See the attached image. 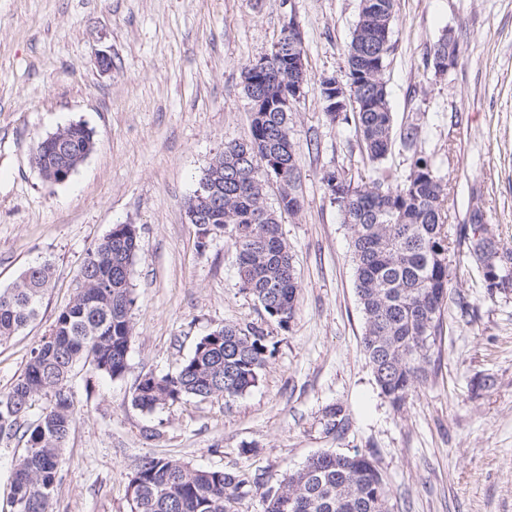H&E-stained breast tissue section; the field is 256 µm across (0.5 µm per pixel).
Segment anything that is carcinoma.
Returning a JSON list of instances; mask_svg holds the SVG:
<instances>
[{"instance_id":"obj_1","label":"carcinoma","mask_w":512,"mask_h":512,"mask_svg":"<svg viewBox=\"0 0 512 512\" xmlns=\"http://www.w3.org/2000/svg\"><path fill=\"white\" fill-rule=\"evenodd\" d=\"M395 0H360L358 21L346 52L350 96L336 88V103L357 104V111H330L331 122L353 121L361 151L372 164L388 155L393 115L383 74L391 49ZM283 26L279 50L268 68L246 67L244 92L251 104L250 132L243 141L224 144L202 179L224 197V210L212 222V235L224 234L235 245L242 288L284 330L294 318L298 281L292 255L281 232V218L301 208L297 193V145L291 113L278 103L288 98L290 40ZM459 54L452 36L442 35L429 49L426 66L448 71ZM95 149L94 134L71 123L59 137L36 144L32 160L46 181L64 183ZM279 183L278 208L266 201L269 179ZM330 197L342 211L356 265V291L363 314V350L381 394L395 408L434 370V346L442 335V312L448 302L449 260L447 186L431 162L418 156L402 182L387 178L354 184L339 170L323 173ZM485 225L475 224L468 251L479 263L488 295L512 287L501 263L512 259L488 243ZM140 237L121 241L105 236L88 250L82 266L87 282L56 315L29 353L23 373L0 395V440L25 442L11 476L12 512H51L60 481L64 445L74 427L75 406L68 382L74 367L91 363L112 380L124 375L132 340L131 313L136 304L132 282ZM53 277L48 262L29 265L12 287L0 290V344L39 316ZM268 333L256 324L223 325L202 336L173 374H147L131 401L151 414L183 399H235L256 387L271 354ZM50 399L36 419L33 410ZM343 408L328 409L323 426L330 433L343 423ZM263 489L264 512H393L391 494L381 472L365 454L322 453L280 484L263 488L260 478L192 468L162 458L137 466L128 483L131 512H234L233 504L251 488Z\"/></svg>"}]
</instances>
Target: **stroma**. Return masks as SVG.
<instances>
[{
  "instance_id": "obj_1",
  "label": "stroma",
  "mask_w": 512,
  "mask_h": 512,
  "mask_svg": "<svg viewBox=\"0 0 512 512\" xmlns=\"http://www.w3.org/2000/svg\"><path fill=\"white\" fill-rule=\"evenodd\" d=\"M359 4L0 0V289L33 262L53 267L38 319L0 345V393L73 297L88 250L116 224L140 234L128 367L114 380L76 367L53 512H130L128 482L146 456L256 474L269 487L313 455L356 450L382 473L394 512H512V290L488 296L460 248L435 369L394 409L362 348L350 234L321 180L336 168L358 184L384 170L401 180L426 156L451 189V237H471L478 206L512 251V0H396L384 80L394 127L417 125L418 149L393 140L378 165L353 126L327 120L319 91L321 76L348 81ZM291 18L309 81L292 112L302 208L281 227L299 303L283 330L242 289L232 241L201 239L185 202L225 143L247 138L243 70ZM449 31L459 56L440 76L423 59ZM102 53L111 71L99 68ZM73 122L92 129L96 149L66 183L45 182L33 149ZM249 323L272 350L256 387L152 414L132 405L142 376L175 373L201 336ZM336 404L345 423L329 433L322 416Z\"/></svg>"
}]
</instances>
